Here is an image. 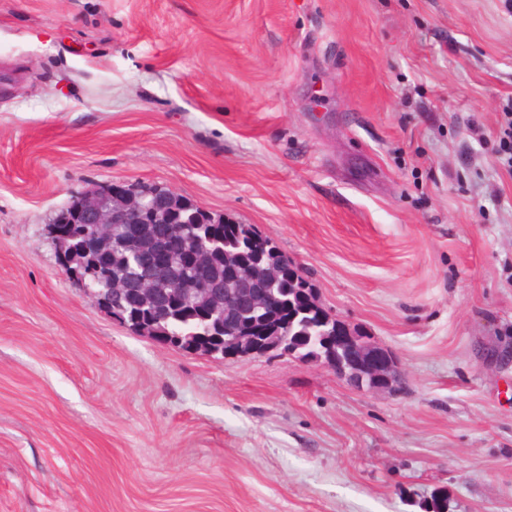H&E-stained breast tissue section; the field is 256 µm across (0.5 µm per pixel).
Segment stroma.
I'll return each instance as SVG.
<instances>
[{
	"instance_id": "1",
	"label": "stroma",
	"mask_w": 512,
	"mask_h": 512,
	"mask_svg": "<svg viewBox=\"0 0 512 512\" xmlns=\"http://www.w3.org/2000/svg\"><path fill=\"white\" fill-rule=\"evenodd\" d=\"M512 0H0V512H512ZM253 225L402 373L112 319L94 185Z\"/></svg>"
}]
</instances>
